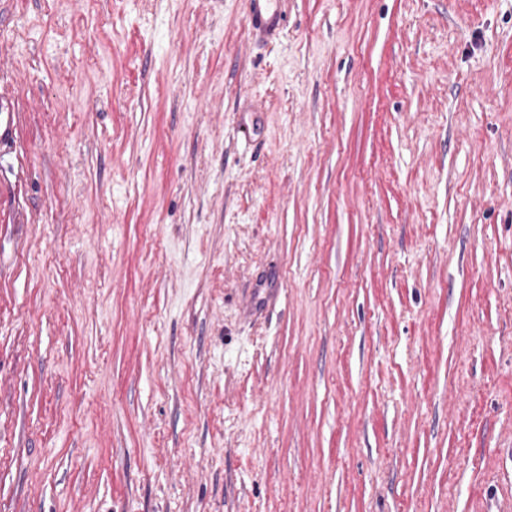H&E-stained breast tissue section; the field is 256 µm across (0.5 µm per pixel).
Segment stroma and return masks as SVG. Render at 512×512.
<instances>
[{"label": "stroma", "instance_id": "stroma-1", "mask_svg": "<svg viewBox=\"0 0 512 512\" xmlns=\"http://www.w3.org/2000/svg\"><path fill=\"white\" fill-rule=\"evenodd\" d=\"M0 0V512H512V0ZM273 1L276 9L270 12L261 6V2ZM280 0H250L249 25L252 35L270 38L276 35L281 27V14L277 10Z\"/></svg>", "mask_w": 512, "mask_h": 512}]
</instances>
